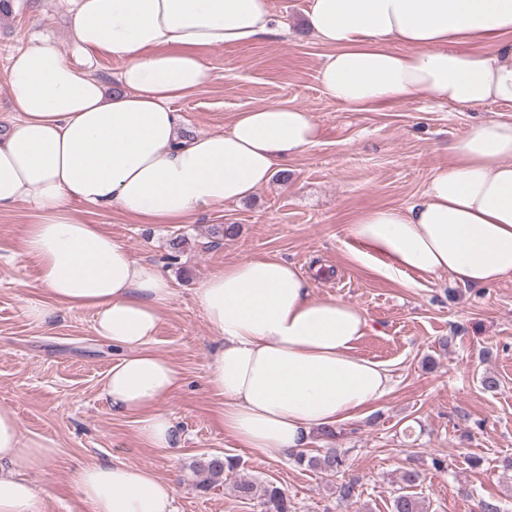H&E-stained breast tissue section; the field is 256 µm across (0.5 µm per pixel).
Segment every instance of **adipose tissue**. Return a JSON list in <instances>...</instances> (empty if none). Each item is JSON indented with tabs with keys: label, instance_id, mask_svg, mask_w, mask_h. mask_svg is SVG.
Masks as SVG:
<instances>
[{
	"label": "adipose tissue",
	"instance_id": "obj_1",
	"mask_svg": "<svg viewBox=\"0 0 512 512\" xmlns=\"http://www.w3.org/2000/svg\"><path fill=\"white\" fill-rule=\"evenodd\" d=\"M68 26L79 61L38 42L9 64L13 118L0 132V209L35 214L24 253L42 298L29 320L84 309L120 358L101 395L135 414L139 435L171 447L162 408L179 382L155 352L171 279L136 260L99 225L74 219L77 204L117 210L144 224H185L213 205L250 197L314 147L311 112L268 103L238 113L229 129L182 134L172 104L209 73L199 52L273 33L270 0H72ZM306 28L329 47L318 79L324 97L370 111L426 95L468 108L512 103V0H311ZM120 61L114 85L91 66ZM436 169L424 198L372 207L349 227L351 253L394 281L438 277L474 287L512 280V120L469 125ZM197 303L220 338L206 381L223 395L225 432L258 454L306 448L384 398L387 367L357 356L369 320L360 307L312 295L294 265L276 258L225 265L201 281ZM53 441L22 437L0 408V512H41L26 473L53 458ZM90 512H176L177 490L149 470L115 460L73 475Z\"/></svg>",
	"mask_w": 512,
	"mask_h": 512
}]
</instances>
